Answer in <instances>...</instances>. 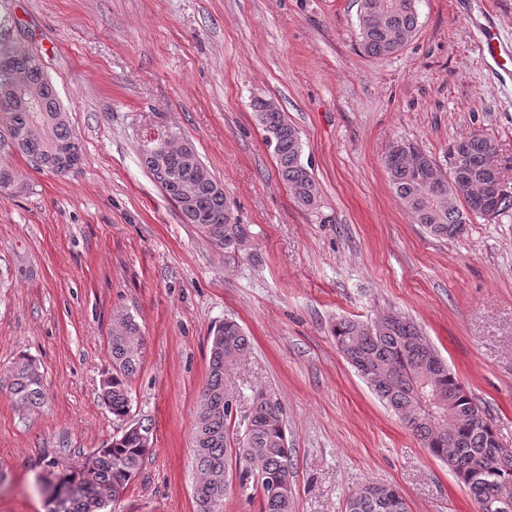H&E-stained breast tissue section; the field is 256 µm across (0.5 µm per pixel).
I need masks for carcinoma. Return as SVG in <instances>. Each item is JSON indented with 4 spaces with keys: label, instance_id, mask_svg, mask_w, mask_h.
<instances>
[{
    "label": "carcinoma",
    "instance_id": "cac0c4a2",
    "mask_svg": "<svg viewBox=\"0 0 512 512\" xmlns=\"http://www.w3.org/2000/svg\"><path fill=\"white\" fill-rule=\"evenodd\" d=\"M358 27L362 52L373 58L389 56L404 46L418 27L415 0H359ZM26 83L38 96L43 111L0 102V189L21 181L10 158L20 155L31 166L56 176L68 174L67 149L82 153L69 118L44 66L29 65ZM266 143L273 148L281 179L292 197L306 210L319 206L321 194L309 165L302 161L299 131L284 113L257 98L252 103ZM494 141L471 133L449 148V192L430 196V180L437 160L408 141H397L384 158L391 188L402 204L432 236L453 239L479 212L473 186L483 173L486 151ZM143 162L166 197L179 186L192 189L191 205L181 206L182 217L195 225L228 254L241 250L248 228L239 222L224 195L223 186L194 152L188 161L160 165L152 155ZM336 346L347 362L367 381L399 420L429 450L448 463L468 489L477 512H512V449L493 447L490 427L457 377L418 325L399 313H387L369 323L345 317L331 329ZM112 374L101 388V399L118 419L130 412V381L141 367L144 338L130 316L115 320L109 336ZM251 344L241 327L226 319L214 330L208 379L200 392L192 431L193 459L199 475L198 512H223L224 495L232 474L233 449L242 446L247 456L238 461V494L248 500L260 495L263 512H294V482L280 493L269 485L271 476H294L280 402L266 392L255 393L242 438L230 439L232 396L225 380V357L241 360ZM7 390L25 407L44 402L42 375L37 363L21 356L10 370ZM456 443L448 445V432ZM151 429L142 423L127 426L105 448L89 456L80 468L60 476L47 471L42 478L48 512H106L139 472L152 446ZM347 512H408L395 487L370 481L352 494Z\"/></svg>",
    "mask_w": 512,
    "mask_h": 512
}]
</instances>
